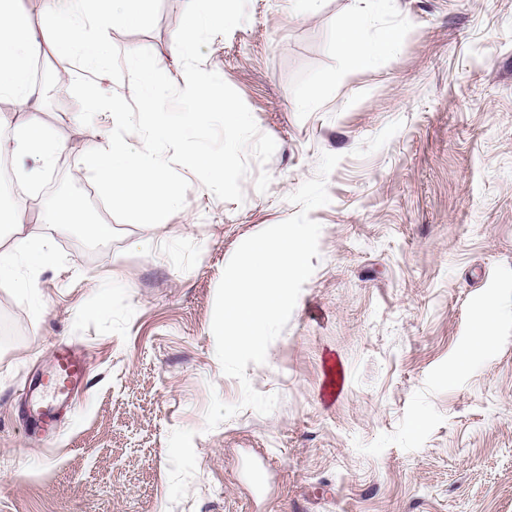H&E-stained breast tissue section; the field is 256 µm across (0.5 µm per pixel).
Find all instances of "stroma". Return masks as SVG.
Here are the masks:
<instances>
[{
	"label": "stroma",
	"mask_w": 512,
	"mask_h": 512,
	"mask_svg": "<svg viewBox=\"0 0 512 512\" xmlns=\"http://www.w3.org/2000/svg\"><path fill=\"white\" fill-rule=\"evenodd\" d=\"M186 0H151L119 49L177 59ZM248 0L249 19L206 48L276 142L243 203L190 188L167 223L113 222L85 253L50 223L55 177L106 123H79L66 74L44 120L71 149L24 183L27 227L48 242L36 291L0 280V512H512V0ZM397 46L349 66L346 19ZM309 100L307 108L295 105ZM340 155L311 211L319 255L241 408L205 428L211 395L239 404L211 330L223 270L246 238L297 213L288 197ZM494 311L490 350L470 355ZM82 349L85 389L53 436L28 431L56 345Z\"/></svg>",
	"instance_id": "1"
}]
</instances>
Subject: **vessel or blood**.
I'll use <instances>...</instances> for the list:
<instances>
[{
  "label": "vessel or blood",
  "mask_w": 512,
  "mask_h": 512,
  "mask_svg": "<svg viewBox=\"0 0 512 512\" xmlns=\"http://www.w3.org/2000/svg\"><path fill=\"white\" fill-rule=\"evenodd\" d=\"M88 362L82 350L70 346H58L52 356L51 399L45 403L29 405L26 414L34 431L46 434L54 431L63 414L67 413L75 397L85 386Z\"/></svg>",
  "instance_id": "1"
}]
</instances>
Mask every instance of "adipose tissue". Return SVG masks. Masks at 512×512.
Returning a JSON list of instances; mask_svg holds the SVG:
<instances>
[{"mask_svg": "<svg viewBox=\"0 0 512 512\" xmlns=\"http://www.w3.org/2000/svg\"><path fill=\"white\" fill-rule=\"evenodd\" d=\"M150 0H42L43 19L35 24L23 10L20 0H0V97H9L13 113L0 114V126L9 128L8 138L0 140V153L40 158L44 165L68 148L66 140L40 117L39 90L33 80V64L42 48L59 57H78L91 71L106 73L112 60V44L92 32L86 16L104 17L116 27L140 25ZM400 32L387 30L380 44L367 43L361 36V21L350 18L339 35V45L354 68L373 66L385 48L395 47ZM25 213L16 208L0 209V280L11 281L17 294L32 295V277L19 275L18 259L35 267L50 263L44 242L24 235Z\"/></svg>", "mask_w": 512, "mask_h": 512, "instance_id": "1", "label": "adipose tissue"}]
</instances>
